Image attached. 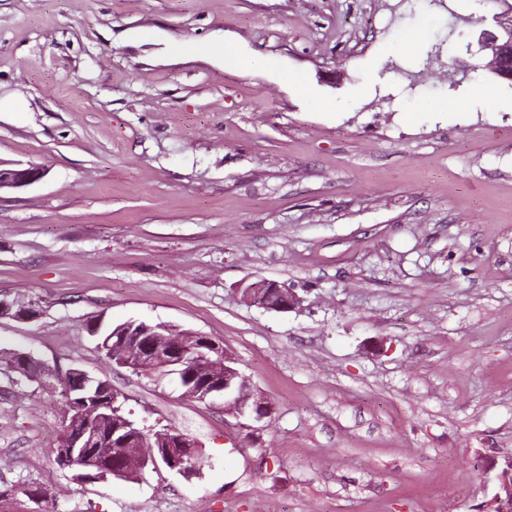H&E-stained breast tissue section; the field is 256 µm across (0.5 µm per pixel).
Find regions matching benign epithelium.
<instances>
[{
	"mask_svg": "<svg viewBox=\"0 0 512 512\" xmlns=\"http://www.w3.org/2000/svg\"><path fill=\"white\" fill-rule=\"evenodd\" d=\"M503 13L493 16L494 30L480 33V48L497 47L502 51L512 49V28L501 22ZM46 170L38 165L3 164L0 162V190L31 185L45 176ZM242 300L250 305L267 310L286 311L297 303L296 296L285 288L273 285L269 291L253 285L242 290ZM37 310L32 306L13 309V304L0 299V317L11 315L16 318H30ZM115 335L120 340L112 346V361L122 367L136 364L139 368L154 367L165 370L168 377H177L186 368L200 370L206 376L194 386V399L206 402L224 411V415L235 419L249 418L259 422L269 415L268 403L256 392L253 385L242 380L243 373L237 367V359L224 350L222 344L210 336L193 331L186 337L174 335V327L167 323L147 325L137 321L119 328ZM25 373L39 383L42 388L54 390L62 374L46 366L29 353L22 355ZM94 440V434L82 427L75 429L69 448L70 454L60 459V469L73 472V479L86 482L91 478L105 480L108 471L91 477H79L74 466L80 449L87 448ZM112 447L122 453L129 467L126 471H144L163 465L181 474L188 472L186 463L194 456L199 442L190 434L173 437L165 431L154 434L150 441H142V448L127 451V439L120 431L112 433ZM491 512H512V485L502 483L486 503Z\"/></svg>",
	"mask_w": 512,
	"mask_h": 512,
	"instance_id": "benign-epithelium-1",
	"label": "benign epithelium"
}]
</instances>
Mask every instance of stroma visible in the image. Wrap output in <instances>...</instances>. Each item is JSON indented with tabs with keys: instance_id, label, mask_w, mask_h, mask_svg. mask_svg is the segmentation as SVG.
<instances>
[{
	"instance_id": "1",
	"label": "stroma",
	"mask_w": 512,
	"mask_h": 512,
	"mask_svg": "<svg viewBox=\"0 0 512 512\" xmlns=\"http://www.w3.org/2000/svg\"><path fill=\"white\" fill-rule=\"evenodd\" d=\"M499 10L0 0V161L47 170L0 191V297L38 310L0 318V351L110 380L206 459L76 483L58 393L0 370V481L46 482L43 512H478L512 455V82L478 45ZM477 83L494 105L461 103ZM257 281L298 305L242 302ZM97 316L215 338L270 416L112 365Z\"/></svg>"
}]
</instances>
